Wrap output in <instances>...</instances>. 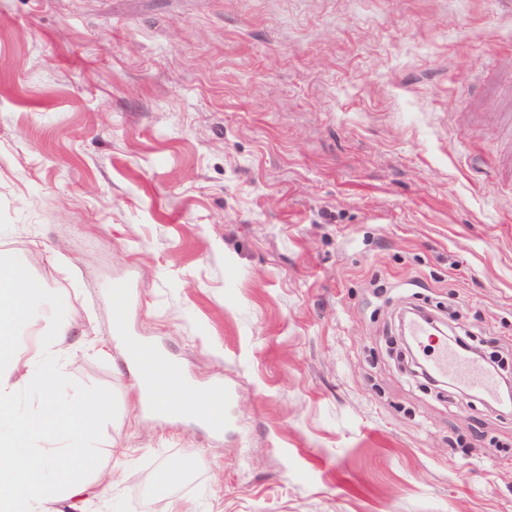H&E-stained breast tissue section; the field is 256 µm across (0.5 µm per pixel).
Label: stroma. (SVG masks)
<instances>
[{
	"instance_id": "35a3bbf8",
	"label": "stroma",
	"mask_w": 512,
	"mask_h": 512,
	"mask_svg": "<svg viewBox=\"0 0 512 512\" xmlns=\"http://www.w3.org/2000/svg\"><path fill=\"white\" fill-rule=\"evenodd\" d=\"M15 254L117 399L62 512H512V413L388 349L411 306L512 359V0H0ZM116 281L223 435L140 409Z\"/></svg>"
}]
</instances>
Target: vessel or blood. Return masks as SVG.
Returning <instances> with one entry per match:
<instances>
[{
    "label": "vessel or blood",
    "instance_id": "b4317fda",
    "mask_svg": "<svg viewBox=\"0 0 512 512\" xmlns=\"http://www.w3.org/2000/svg\"><path fill=\"white\" fill-rule=\"evenodd\" d=\"M112 296L119 307L113 313V337L124 347L127 362L133 369L134 385L141 395L142 407L152 417L160 421L173 418L195 420L215 435L224 431V384L217 381L208 388L206 403L192 407L167 397L168 381L182 383L186 392H195L196 387L190 382L182 362L163 349L139 336L129 335L127 319L123 309L127 302V289L117 284L112 288ZM435 371L454 377L465 389L493 394L495 383L476 360L467 353L455 350L448 344H440L432 358Z\"/></svg>",
    "mask_w": 512,
    "mask_h": 512
}]
</instances>
